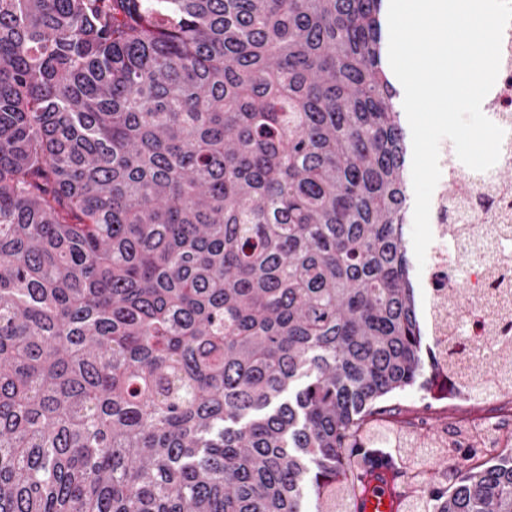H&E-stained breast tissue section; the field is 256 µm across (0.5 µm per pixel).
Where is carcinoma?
Wrapping results in <instances>:
<instances>
[{"label":"carcinoma","mask_w":512,"mask_h":512,"mask_svg":"<svg viewBox=\"0 0 512 512\" xmlns=\"http://www.w3.org/2000/svg\"><path fill=\"white\" fill-rule=\"evenodd\" d=\"M384 0H0V512H343L425 362ZM407 456L512 512V454Z\"/></svg>","instance_id":"obj_1"}]
</instances>
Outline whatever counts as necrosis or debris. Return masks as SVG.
<instances>
[{"label": "necrosis or debris", "instance_id": "4bbe7bcc", "mask_svg": "<svg viewBox=\"0 0 512 512\" xmlns=\"http://www.w3.org/2000/svg\"><path fill=\"white\" fill-rule=\"evenodd\" d=\"M483 112L504 129L500 156L493 168L477 172L465 166L451 143L439 148V167L444 183L431 198L430 226L434 245L426 255L420 285L428 302L424 315L433 335L460 336L464 347L457 358L472 362L493 333L512 321V182L499 172L512 166V24L504 31L500 69L485 97ZM462 184L463 191L449 199L446 181ZM484 225L487 236L472 239L469 252L459 248L460 237L470 225ZM463 274L472 292L467 308L449 310L448 290L453 277Z\"/></svg>", "mask_w": 512, "mask_h": 512}]
</instances>
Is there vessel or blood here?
I'll return each instance as SVG.
<instances>
[{
	"label": "vessel or blood",
	"mask_w": 512,
	"mask_h": 512,
	"mask_svg": "<svg viewBox=\"0 0 512 512\" xmlns=\"http://www.w3.org/2000/svg\"><path fill=\"white\" fill-rule=\"evenodd\" d=\"M363 484L364 492L350 498L348 512H397L403 500L404 485L390 459L379 458L364 476Z\"/></svg>",
	"instance_id": "b4317fda"
}]
</instances>
